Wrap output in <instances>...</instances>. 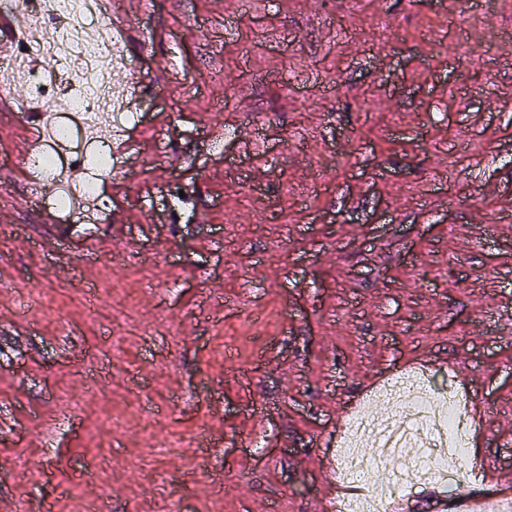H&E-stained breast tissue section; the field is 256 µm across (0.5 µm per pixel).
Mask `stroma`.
<instances>
[{
  "label": "stroma",
  "instance_id": "1",
  "mask_svg": "<svg viewBox=\"0 0 512 512\" xmlns=\"http://www.w3.org/2000/svg\"><path fill=\"white\" fill-rule=\"evenodd\" d=\"M121 11L148 113L101 172L124 225L49 250L17 160L37 117L0 114V512H315L344 402L421 358L490 404L474 468L512 470V47L482 38L512 0Z\"/></svg>",
  "mask_w": 512,
  "mask_h": 512
}]
</instances>
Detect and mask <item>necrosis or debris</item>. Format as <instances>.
Masks as SVG:
<instances>
[{"mask_svg": "<svg viewBox=\"0 0 512 512\" xmlns=\"http://www.w3.org/2000/svg\"><path fill=\"white\" fill-rule=\"evenodd\" d=\"M0 9L24 11L32 20L13 55L0 60V78L24 79L48 107L40 119L42 143L29 160L38 180L54 187L45 197L48 207L56 221L66 223L94 212L108 213L111 199L89 165L100 155L92 132L105 121L120 131L136 128L145 115L126 107L101 113L97 96L86 91L81 80L93 61L102 65L98 78L104 84L110 77H122L128 65L122 41L83 32L84 17L103 16L101 0H0ZM49 35L68 46L63 72L46 73L27 65L33 53L45 50ZM71 167L84 174L76 189L66 182ZM77 196L83 207L74 206ZM375 404L381 414L365 407L348 412L336 478L351 492L337 500L336 512H389L393 502L412 490L431 485L454 489L472 479V471L459 464L471 431L459 392L425 377L408 376L390 383ZM383 469L386 480L371 481V474Z\"/></svg>", "mask_w": 512, "mask_h": 512, "instance_id": "4bbe7bcc", "label": "necrosis or debris"}]
</instances>
